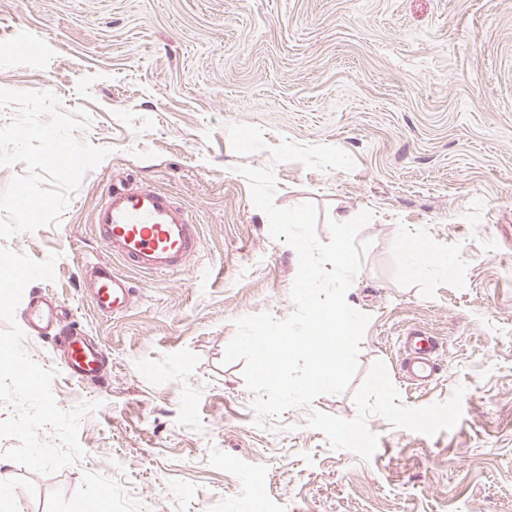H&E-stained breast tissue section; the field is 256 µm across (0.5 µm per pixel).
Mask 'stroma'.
I'll return each mask as SVG.
<instances>
[{
    "mask_svg": "<svg viewBox=\"0 0 512 512\" xmlns=\"http://www.w3.org/2000/svg\"><path fill=\"white\" fill-rule=\"evenodd\" d=\"M0 89L85 108L77 138L110 151L59 225L5 242L57 254L35 291L106 346L109 374L77 382L57 341L26 337L58 371L59 408H97L85 458L52 475L6 459L0 438V512H512V0H0ZM243 166L273 169L278 207L314 203L321 241L338 209L355 213L347 301L370 316L356 377L383 361L410 407L464 387L452 429L375 415L371 460L332 450L305 422L355 417L350 389L257 426L225 350L236 319L292 314L298 256L271 236ZM120 181L195 213L201 250L179 273H130L133 307L106 315L82 265L107 256L93 217ZM441 252L449 271L430 263ZM414 329L441 343L425 387L400 373Z\"/></svg>",
    "mask_w": 512,
    "mask_h": 512,
    "instance_id": "1",
    "label": "stroma"
}]
</instances>
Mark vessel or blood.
<instances>
[{
  "label": "vessel or blood",
  "instance_id": "b4317fda",
  "mask_svg": "<svg viewBox=\"0 0 512 512\" xmlns=\"http://www.w3.org/2000/svg\"><path fill=\"white\" fill-rule=\"evenodd\" d=\"M95 232L109 252L106 260L91 262L83 286L95 308L120 314L132 303L134 289L123 273L131 268L147 274L183 271L199 254L197 226L189 214L166 194L141 185H114L103 190L94 215ZM24 320L29 335H49L60 304L52 298L23 293ZM437 337L415 331L405 339L402 373L417 382L432 381L440 371ZM65 361L69 374L80 381L104 377V350L79 334L67 336Z\"/></svg>",
  "mask_w": 512,
  "mask_h": 512
}]
</instances>
